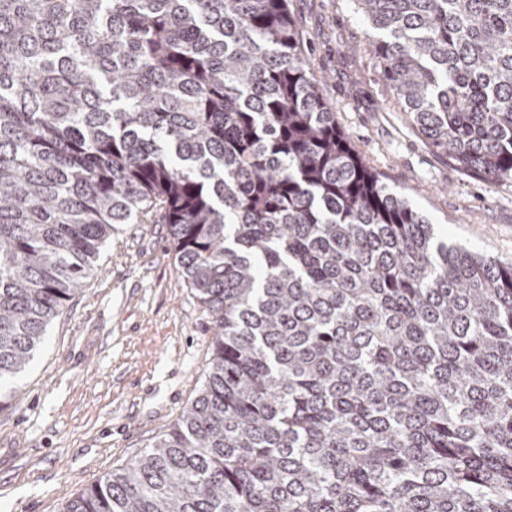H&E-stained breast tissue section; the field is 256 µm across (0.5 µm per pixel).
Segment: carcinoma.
Listing matches in <instances>:
<instances>
[{
    "mask_svg": "<svg viewBox=\"0 0 512 512\" xmlns=\"http://www.w3.org/2000/svg\"><path fill=\"white\" fill-rule=\"evenodd\" d=\"M355 2L424 138L511 182L512 0ZM147 216L213 358L60 512H512V264L366 168L288 0H0V409Z\"/></svg>",
    "mask_w": 512,
    "mask_h": 512,
    "instance_id": "carcinoma-1",
    "label": "carcinoma"
}]
</instances>
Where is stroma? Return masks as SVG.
Wrapping results in <instances>:
<instances>
[{"label":"stroma","mask_w":512,"mask_h":512,"mask_svg":"<svg viewBox=\"0 0 512 512\" xmlns=\"http://www.w3.org/2000/svg\"><path fill=\"white\" fill-rule=\"evenodd\" d=\"M288 11L365 165L439 237L512 264V182L467 173L428 144L381 80L354 0H288ZM212 337L167 225H118L0 409V512H59L139 456L198 394Z\"/></svg>","instance_id":"1"}]
</instances>
